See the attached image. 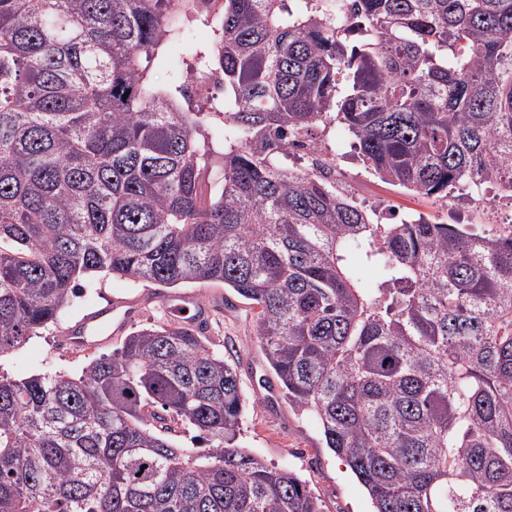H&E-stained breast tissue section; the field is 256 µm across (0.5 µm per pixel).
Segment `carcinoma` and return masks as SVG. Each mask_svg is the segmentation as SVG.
I'll return each instance as SVG.
<instances>
[{
  "label": "carcinoma",
  "mask_w": 512,
  "mask_h": 512,
  "mask_svg": "<svg viewBox=\"0 0 512 512\" xmlns=\"http://www.w3.org/2000/svg\"><path fill=\"white\" fill-rule=\"evenodd\" d=\"M223 2L195 58L224 111L188 112L143 62L209 25L189 0H0V352L96 273L222 283L373 512H512V229L382 224L282 152L338 124L395 187L512 201V0ZM243 410L173 317L78 379L0 376V512H321Z\"/></svg>",
  "instance_id": "cac0c4a2"
}]
</instances>
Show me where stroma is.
Returning <instances> with one entry per match:
<instances>
[{
	"label": "stroma",
	"mask_w": 512,
	"mask_h": 512,
	"mask_svg": "<svg viewBox=\"0 0 512 512\" xmlns=\"http://www.w3.org/2000/svg\"><path fill=\"white\" fill-rule=\"evenodd\" d=\"M209 38L207 28L193 27L183 43L169 47L163 62L154 65V80L161 83L172 75L186 78L194 52L207 44ZM327 140L335 145L336 164L351 178L355 187L353 199L362 207L393 206L403 213L423 214L440 224H468L487 233L512 225L511 207L487 204L479 208L458 197L442 202L402 192L383 182L350 150L341 127L331 128ZM196 293L214 307L212 317L203 326L208 347L233 363L238 371L245 402L240 445L264 462L304 478L323 512H372L367 491L344 462L326 448L318 423L297 415L281 397L276 378L254 335L256 307L220 284L198 287ZM174 294L171 288L109 275L83 280L54 323L21 346L0 353V376L16 380L56 372L81 376L93 360L113 351L109 344L82 351L63 347L64 336L85 314L119 299L142 297L146 303L134 324L143 327L159 318L164 299Z\"/></svg>",
	"instance_id": "obj_1"
}]
</instances>
